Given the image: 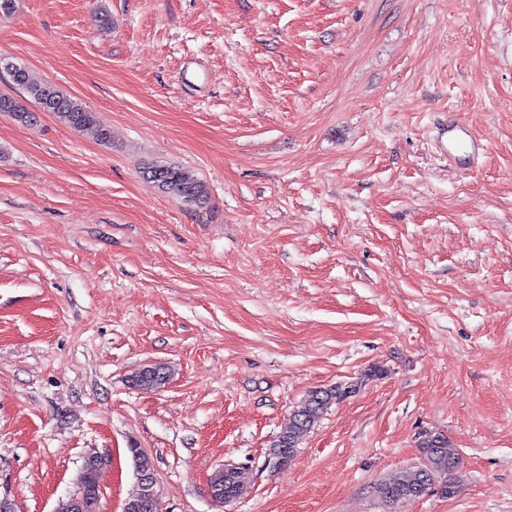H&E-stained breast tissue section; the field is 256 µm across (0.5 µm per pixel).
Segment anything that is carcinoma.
Masks as SVG:
<instances>
[{"mask_svg": "<svg viewBox=\"0 0 512 512\" xmlns=\"http://www.w3.org/2000/svg\"><path fill=\"white\" fill-rule=\"evenodd\" d=\"M4 69L9 71L12 84L37 104L40 111L52 113L60 122L75 131H92L100 140L108 139V131L99 124L95 113L88 110L79 99L67 94L57 85L36 77L22 63H7ZM0 110L9 113L14 121L22 125L37 123L36 113L10 95H0ZM141 174L146 181L185 205L199 208L209 200L205 183L184 168L154 162L143 165ZM169 378L170 368L157 364L148 370L137 372L132 377L131 384L141 390H154L166 384ZM359 389L358 383L346 382L310 391L296 407L288 428L276 437L268 450L272 468L278 470L287 466L304 438L314 429L328 408L352 397ZM419 448L423 456L420 467L395 472L382 484L386 503L391 505L418 497V491L424 482L438 486L439 493L444 497L454 494L448 475L459 467L461 457L449 448L447 437L441 433L427 432L421 436ZM215 481L224 490V502L227 503L239 494L243 485V474L225 472L217 475Z\"/></svg>", "mask_w": 512, "mask_h": 512, "instance_id": "1", "label": "carcinoma"}]
</instances>
